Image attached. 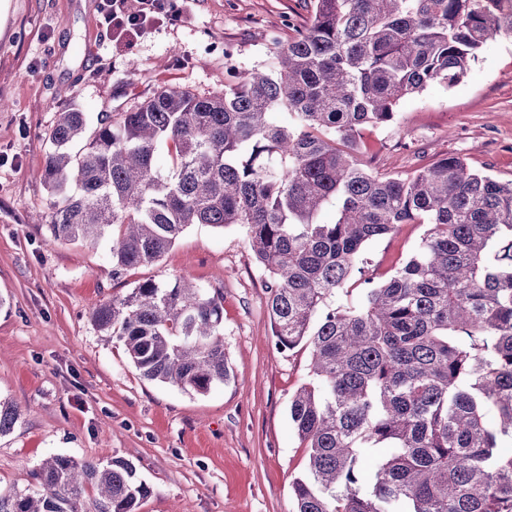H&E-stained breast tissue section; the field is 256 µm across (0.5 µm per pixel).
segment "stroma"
I'll list each match as a JSON object with an SVG mask.
<instances>
[{
  "label": "stroma",
  "instance_id": "1",
  "mask_svg": "<svg viewBox=\"0 0 512 512\" xmlns=\"http://www.w3.org/2000/svg\"><path fill=\"white\" fill-rule=\"evenodd\" d=\"M99 0H0V399L20 407L0 436V483L26 487L47 457L124 458L150 490L139 512H292L306 450L288 416L307 351L275 347L267 279L241 226L194 224L155 264L112 276L108 243L54 242L37 173L58 110L97 119L177 87L224 89V71L266 67L307 22L310 0H177L176 25L111 40ZM372 169L407 175L456 154L512 181V39L490 38L455 86L404 99L393 123L362 132ZM427 230L371 241L385 279ZM192 282L224 293L230 381L204 395L145 379L122 343L93 326L95 305L137 282Z\"/></svg>",
  "mask_w": 512,
  "mask_h": 512
}]
</instances>
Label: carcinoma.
I'll return each instance as SVG.
<instances>
[{
	"mask_svg": "<svg viewBox=\"0 0 512 512\" xmlns=\"http://www.w3.org/2000/svg\"><path fill=\"white\" fill-rule=\"evenodd\" d=\"M495 36L512 38V0H313L271 64L228 72L220 94L165 89L93 127L57 113L40 174L52 241L111 238L119 278L192 224L246 228L276 345L309 350L288 407L308 452L293 512H512V182L455 155L386 176L358 147L403 99L456 85ZM403 224L429 229L338 303L368 243ZM91 321L149 380L204 394L230 379L220 291L145 280ZM20 419L0 403V435ZM33 480L0 488V512H136L149 493L118 458L53 455Z\"/></svg>",
	"mask_w": 512,
	"mask_h": 512,
	"instance_id": "1",
	"label": "carcinoma"
}]
</instances>
